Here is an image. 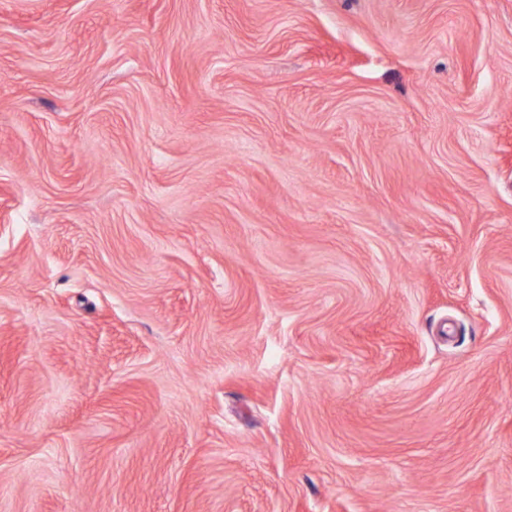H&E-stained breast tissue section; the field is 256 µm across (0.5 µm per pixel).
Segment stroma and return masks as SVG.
<instances>
[{
  "label": "stroma",
  "mask_w": 512,
  "mask_h": 512,
  "mask_svg": "<svg viewBox=\"0 0 512 512\" xmlns=\"http://www.w3.org/2000/svg\"><path fill=\"white\" fill-rule=\"evenodd\" d=\"M0 512H512V0H0Z\"/></svg>",
  "instance_id": "35a3bbf8"
}]
</instances>
